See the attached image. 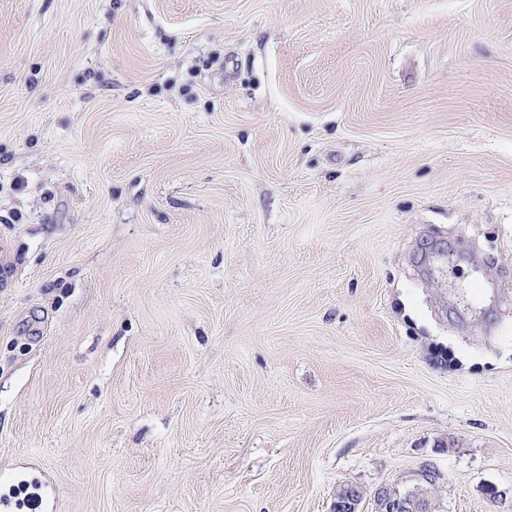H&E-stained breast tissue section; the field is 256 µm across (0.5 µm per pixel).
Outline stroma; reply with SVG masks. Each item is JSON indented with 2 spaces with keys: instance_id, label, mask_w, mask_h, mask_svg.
Masks as SVG:
<instances>
[{
  "instance_id": "35a3bbf8",
  "label": "stroma",
  "mask_w": 512,
  "mask_h": 512,
  "mask_svg": "<svg viewBox=\"0 0 512 512\" xmlns=\"http://www.w3.org/2000/svg\"><path fill=\"white\" fill-rule=\"evenodd\" d=\"M512 512V0H0V480L53 512ZM416 489H419V490H417V492H409L408 491V493H404V494L400 493L399 491L394 490L395 492H397L399 495L403 496L404 498L399 497V496H393V495L383 496L381 500H383V507H385L386 510H381L380 506L378 505V512H380V511L409 512L408 500L410 502H412L413 504H415L417 508L420 507V505L422 507L423 500H424V493H419V491L422 492L424 489H423V487H417ZM420 498H422L423 500H421ZM424 502H425V500H424Z\"/></svg>"
}]
</instances>
